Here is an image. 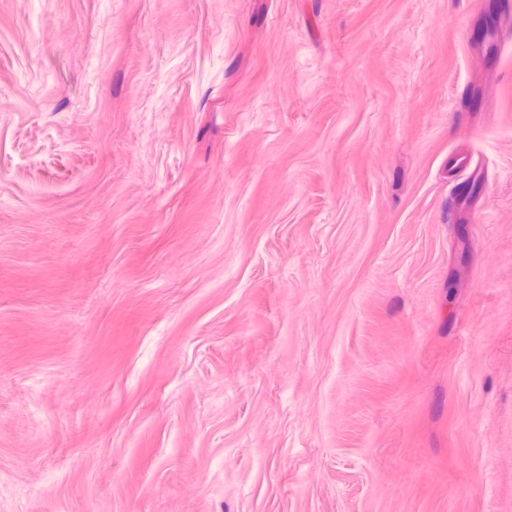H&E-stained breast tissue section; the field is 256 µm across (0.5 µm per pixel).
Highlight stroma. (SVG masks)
Wrapping results in <instances>:
<instances>
[{
    "label": "stroma",
    "mask_w": 512,
    "mask_h": 512,
    "mask_svg": "<svg viewBox=\"0 0 512 512\" xmlns=\"http://www.w3.org/2000/svg\"><path fill=\"white\" fill-rule=\"evenodd\" d=\"M497 3L0 0V512H512Z\"/></svg>",
    "instance_id": "obj_1"
}]
</instances>
